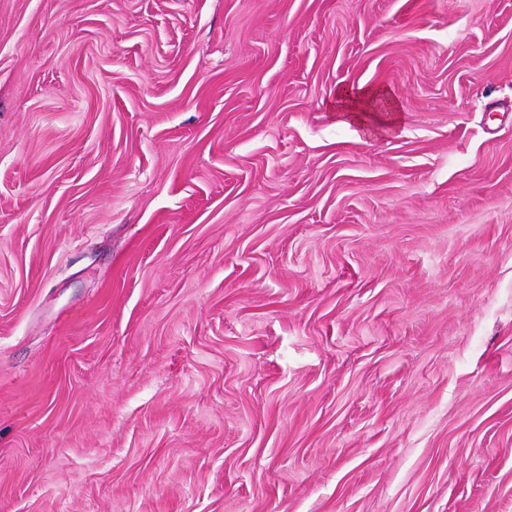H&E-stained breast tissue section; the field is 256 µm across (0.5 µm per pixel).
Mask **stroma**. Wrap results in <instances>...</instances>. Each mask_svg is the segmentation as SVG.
<instances>
[{"label": "stroma", "mask_w": 512, "mask_h": 512, "mask_svg": "<svg viewBox=\"0 0 512 512\" xmlns=\"http://www.w3.org/2000/svg\"><path fill=\"white\" fill-rule=\"evenodd\" d=\"M0 512H512V0H0ZM385 92V89H377L372 91L365 90L356 95H352L350 91L340 92L338 94V100H341V102L339 103V108L336 110V112H338L337 115L342 118L340 120L343 122H349L348 120H350L360 125H364L368 123L369 119H371L380 125L392 127L398 122V117L394 114H389L388 116H377L369 114L368 111L360 109L357 104L358 102H363L364 97L372 100L379 95L385 94Z\"/></svg>", "instance_id": "35a3bbf8"}]
</instances>
